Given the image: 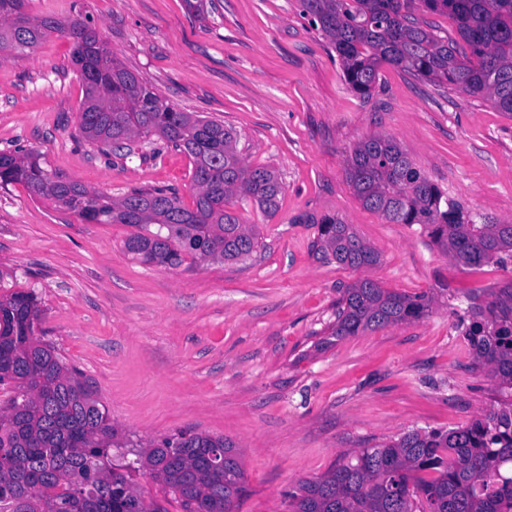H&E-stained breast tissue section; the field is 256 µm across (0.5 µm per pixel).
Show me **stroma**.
Here are the masks:
<instances>
[{"label":"stroma","mask_w":512,"mask_h":512,"mask_svg":"<svg viewBox=\"0 0 512 512\" xmlns=\"http://www.w3.org/2000/svg\"><path fill=\"white\" fill-rule=\"evenodd\" d=\"M26 11L90 17L129 70L233 130L244 162L284 186L274 217L239 209L260 233L250 259L188 255L168 268L126 251L136 227L86 224L22 184L0 185V294L35 295L44 340L119 433L141 446L185 429L224 437L247 487L235 512H291L290 492L346 452L512 405L461 324L468 299L512 287V266L457 264L420 225L364 209L345 172L359 141L386 134L476 223H512V118L490 100L387 63L360 98L297 0H213L203 20L184 0H27ZM83 96L70 39L0 53V153H36L114 197L167 186L192 206L184 153L139 139L136 155H106L79 139ZM326 215L352 225L379 264L317 259ZM363 278L436 304L422 320L328 341L341 289Z\"/></svg>","instance_id":"1"}]
</instances>
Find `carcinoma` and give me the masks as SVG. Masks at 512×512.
I'll return each instance as SVG.
<instances>
[{
    "label": "carcinoma",
    "mask_w": 512,
    "mask_h": 512,
    "mask_svg": "<svg viewBox=\"0 0 512 512\" xmlns=\"http://www.w3.org/2000/svg\"><path fill=\"white\" fill-rule=\"evenodd\" d=\"M301 13L330 40L343 77L370 96L382 63L417 78L483 96L512 117V0H422L451 19L470 55H462L411 14L412 0H298ZM21 0H0V52L24 51L51 32L73 42L84 89L79 127L105 148L155 136L191 162L193 207L178 192L131 189L119 198L70 181L41 159L0 154V182L21 183L90 224H129L141 232L126 250L147 265L175 267L183 255L239 262L259 233L236 204L278 211L283 183L271 169L247 166L224 125L183 112L112 54L91 19L34 18ZM346 177L363 208L389 224H419L463 267L512 263V224H477L458 202L415 166L387 135L359 141ZM312 249L350 268L379 263L377 251L351 225L324 216ZM433 297L384 288L373 279L341 290L329 336L342 339L426 318ZM40 309L30 293L0 295V512H168L146 502L130 471L111 463L123 445L82 373L37 334ZM476 358L512 389V288L471 307L465 327ZM224 462L201 469L208 456ZM140 469L179 500L184 512H234L247 491L235 448L222 436L181 431L145 449ZM294 512H512V407L452 430L409 431L360 448L292 492Z\"/></svg>",
    "instance_id": "cac0c4a2"
}]
</instances>
